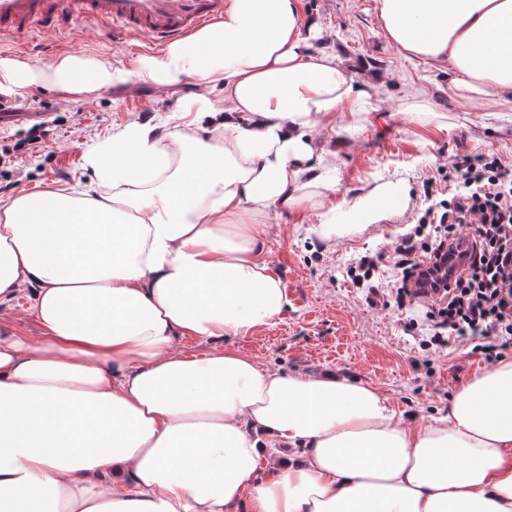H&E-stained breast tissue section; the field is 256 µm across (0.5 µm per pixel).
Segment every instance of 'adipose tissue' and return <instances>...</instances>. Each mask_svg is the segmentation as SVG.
I'll return each instance as SVG.
<instances>
[{"mask_svg": "<svg viewBox=\"0 0 512 512\" xmlns=\"http://www.w3.org/2000/svg\"><path fill=\"white\" fill-rule=\"evenodd\" d=\"M302 0H226L218 22L137 59L0 61V87L94 92L192 74L207 136L132 120L85 153L99 192L0 203V303L28 294L38 335L0 336V512H512V359L447 417L396 418L375 388L284 375L218 347L287 299L264 256L270 210L379 220L399 184L337 213L316 130L357 132L367 83L317 38ZM384 39L448 65L470 103L512 96V0H378ZM220 88L215 106L210 88ZM214 342L188 355L175 340ZM303 451L266 466L269 441ZM265 478H258V470Z\"/></svg>", "mask_w": 512, "mask_h": 512, "instance_id": "obj_1", "label": "adipose tissue"}]
</instances>
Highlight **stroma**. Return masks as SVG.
<instances>
[{
	"label": "stroma",
	"mask_w": 512,
	"mask_h": 512,
	"mask_svg": "<svg viewBox=\"0 0 512 512\" xmlns=\"http://www.w3.org/2000/svg\"><path fill=\"white\" fill-rule=\"evenodd\" d=\"M320 29L316 49L336 50L351 75L371 86L374 110L362 131L321 129L317 139L335 162L338 205L364 188L385 182L406 187L404 209L368 227L337 221L324 237L313 210H279L266 242V259L285 290L287 304L269 325L229 335L221 344L252 357L262 368L285 374H335L387 396L398 418L434 422L448 414L455 391L482 370V357L452 347L425 351L407 325L414 313L393 299L368 301L346 276L348 264L367 252L382 255L380 273L389 275V244L408 231L429 202L427 181L448 187L455 162L487 152L512 162V103L491 97L461 104L448 91V69L439 62L409 59L380 33L378 0H303ZM40 65L74 54L132 66L147 48L138 40L113 46L101 33L74 22L69 35L37 37ZM198 90L196 78L169 87L142 81L83 93L32 86L8 93L18 112H36L47 125L28 143V125L0 128V149L11 161L0 164V198L53 187L88 189L87 147L131 119L158 122L181 113ZM424 92L444 115L428 123L401 112V98Z\"/></svg>",
	"instance_id": "obj_1"
}]
</instances>
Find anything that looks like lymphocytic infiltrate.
Listing matches in <instances>:
<instances>
[{"mask_svg": "<svg viewBox=\"0 0 512 512\" xmlns=\"http://www.w3.org/2000/svg\"><path fill=\"white\" fill-rule=\"evenodd\" d=\"M458 170L448 201L390 244L396 299L430 321L425 347L492 361L512 350V163L484 153Z\"/></svg>", "mask_w": 512, "mask_h": 512, "instance_id": "obj_1", "label": "lymphocytic infiltrate"}]
</instances>
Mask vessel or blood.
<instances>
[{
  "mask_svg": "<svg viewBox=\"0 0 512 512\" xmlns=\"http://www.w3.org/2000/svg\"><path fill=\"white\" fill-rule=\"evenodd\" d=\"M224 0H0V44L28 50L44 30L68 34L74 20L107 29L114 44L135 37L162 46L214 23Z\"/></svg>",
  "mask_w": 512,
  "mask_h": 512,
  "instance_id": "obj_1",
  "label": "vessel or blood"
}]
</instances>
